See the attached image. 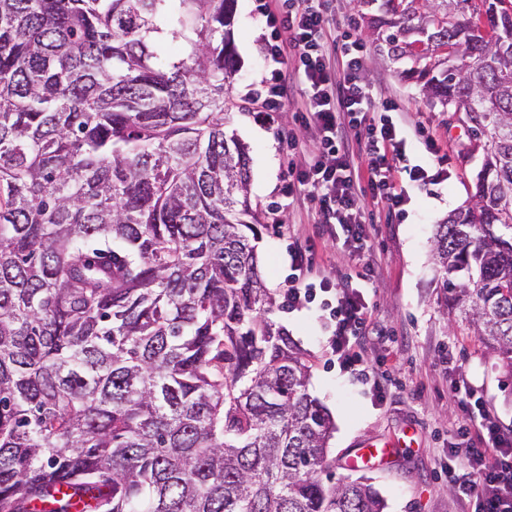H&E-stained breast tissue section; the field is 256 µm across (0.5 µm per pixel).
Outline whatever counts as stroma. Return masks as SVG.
I'll return each instance as SVG.
<instances>
[{
  "mask_svg": "<svg viewBox=\"0 0 512 512\" xmlns=\"http://www.w3.org/2000/svg\"><path fill=\"white\" fill-rule=\"evenodd\" d=\"M336 23L350 15L361 18L358 34L368 49L361 78L376 98L394 101L393 118L406 132L430 127L448 153L450 177L429 192H413L405 217L390 215L386 205L367 206L376 232L362 261H353L341 237L315 223V204L307 198L287 201L279 194L288 174V160L279 149L291 134L311 145L308 132L285 112L277 126L256 120L246 100L258 83L260 27L252 19L251 0H237L234 36L239 66L227 97V128L250 150L249 194L264 224L256 244L261 270L273 301L271 319L288 333L311 364L309 393L329 411L334 430L328 444L333 480L364 479L385 503L384 512H470L444 472L462 443L456 434L458 408L448 396L451 381L466 382L483 396L487 411L500 428L512 433V370L497 353L484 347L467 325L447 312L438 286L440 268L434 255L437 224L468 205L483 155L469 139L466 116L449 112L431 100L416 80L405 78L403 63L379 54L364 14L377 4L332 0ZM310 252L312 272L334 282L374 267L364 293L370 301L376 333L364 336L370 368L388 371L393 382L384 392L340 371L326 345L318 304L288 310L284 291L292 270L289 246ZM453 353L445 363V353ZM389 443V456L363 470L350 469L356 454L369 443Z\"/></svg>",
  "mask_w": 512,
  "mask_h": 512,
  "instance_id": "stroma-1",
  "label": "stroma"
}]
</instances>
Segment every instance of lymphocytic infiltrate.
Here are the masks:
<instances>
[{
	"label": "lymphocytic infiltrate",
	"instance_id": "f902f5d3",
	"mask_svg": "<svg viewBox=\"0 0 512 512\" xmlns=\"http://www.w3.org/2000/svg\"><path fill=\"white\" fill-rule=\"evenodd\" d=\"M252 12L263 31L265 67L256 96L257 118L274 123L293 86H300L297 120L315 143L308 153L295 136L286 137L290 161L282 196L317 201L319 223L340 225L350 254L360 256L373 230L364 217L365 200L404 214L410 200L406 183L421 188L436 184L448 156L421 125L419 143L438 168L432 172L411 163L402 129L389 115L390 104L372 105L370 88L360 78L366 49L354 20L333 32L329 0H253ZM290 257L292 268L306 279L305 252L295 248ZM284 301L291 308L320 302L328 343L341 367L362 374L365 361L358 340L368 330L370 310L360 289L349 282L306 279L288 287ZM451 393L467 446L449 466L450 480L461 496L474 501V512H512V434L501 432L477 390L455 384ZM476 420L481 423L477 429L472 426Z\"/></svg>",
	"mask_w": 512,
	"mask_h": 512
}]
</instances>
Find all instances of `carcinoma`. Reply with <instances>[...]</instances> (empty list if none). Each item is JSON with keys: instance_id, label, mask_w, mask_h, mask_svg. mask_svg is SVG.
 <instances>
[{"instance_id": "obj_1", "label": "carcinoma", "mask_w": 512, "mask_h": 512, "mask_svg": "<svg viewBox=\"0 0 512 512\" xmlns=\"http://www.w3.org/2000/svg\"><path fill=\"white\" fill-rule=\"evenodd\" d=\"M237 0H0V512H384L269 317ZM378 52L483 161L447 302L512 367V0H382Z\"/></svg>"}]
</instances>
